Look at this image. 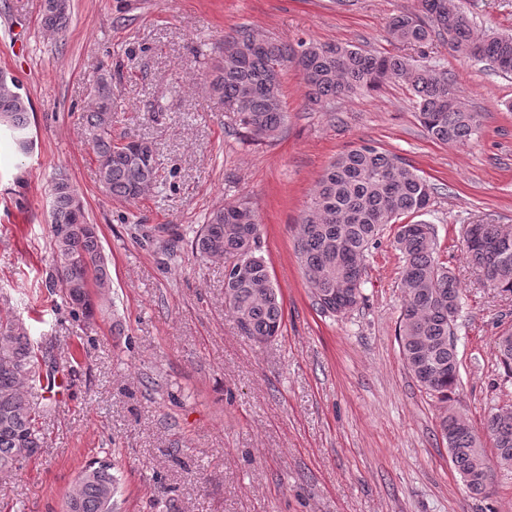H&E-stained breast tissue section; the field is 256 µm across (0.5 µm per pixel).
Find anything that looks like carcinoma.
I'll use <instances>...</instances> for the list:
<instances>
[{"label":"carcinoma","instance_id":"obj_1","mask_svg":"<svg viewBox=\"0 0 512 512\" xmlns=\"http://www.w3.org/2000/svg\"><path fill=\"white\" fill-rule=\"evenodd\" d=\"M448 0H420L419 14H399L387 34L406 46H420L436 37L462 60L487 62L503 76L512 75V34L479 37L470 16L458 9L448 13ZM43 27L63 35L70 10L44 7ZM294 64L303 72L308 100L328 101L374 88L389 79H403L416 98L418 118L433 139L469 144L483 131L484 113L463 110L448 73L417 66L402 54L369 53L353 45L317 44L303 40L293 47L273 37L252 39V29L237 27L224 39L214 65L211 91L224 109L237 115L255 142H272L288 121L281 74ZM11 105L0 112V128L8 131L19 150L30 131L29 99L0 85V101ZM112 78L97 81L85 115L93 152L108 158L97 168L100 183L112 196L135 201L157 182L156 158L134 164L112 137L114 116ZM432 188L410 164L396 154L364 142L337 155L317 181L310 205L297 224L295 249L310 287L313 305L322 314L355 309L363 300L367 257L385 227L403 216L424 214ZM50 195L53 262L60 290L69 304H82L91 319L97 299L110 288L108 261L96 225L90 224L69 177H54ZM394 243L402 255L404 303L397 341L406 369L419 385L441 401L460 384V360L455 321L462 308L456 276L442 264L432 225L423 221L398 224ZM466 258L482 273L485 284L512 293V235L502 224H468L463 235ZM192 252L203 260L235 264L249 261L245 277L224 274V299L242 334L265 344L281 333L283 307L268 264L260 254V218L246 202L211 212L192 240ZM500 363L512 375V332L497 341ZM54 375L41 374L35 342L22 320L0 311V472L34 455L44 444L38 421L50 413L48 396L34 401L29 387ZM496 462L512 469V411L497 410L485 422ZM451 461L470 493L483 494L468 481L488 465L479 436L451 404L440 421ZM112 463L93 461L79 473L67 499V512H114L120 493Z\"/></svg>","mask_w":512,"mask_h":512}]
</instances>
